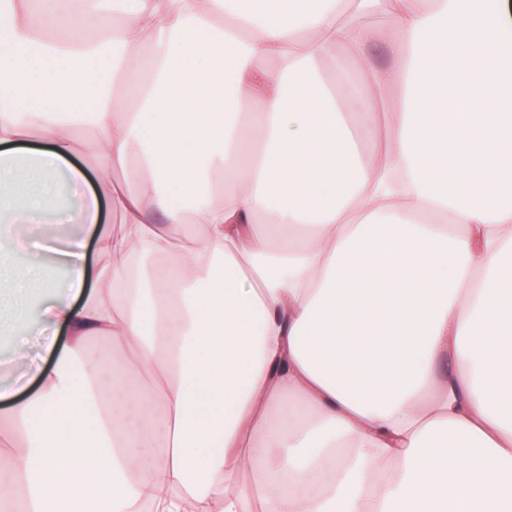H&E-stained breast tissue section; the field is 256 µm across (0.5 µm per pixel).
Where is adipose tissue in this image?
I'll use <instances>...</instances> for the list:
<instances>
[{"label": "adipose tissue", "instance_id": "obj_1", "mask_svg": "<svg viewBox=\"0 0 512 512\" xmlns=\"http://www.w3.org/2000/svg\"><path fill=\"white\" fill-rule=\"evenodd\" d=\"M4 241L1 506L512 512V0H0ZM1 336V335H0ZM12 336L7 332L1 336L0 347V383L12 381L22 371V366L10 363V343Z\"/></svg>", "mask_w": 512, "mask_h": 512}]
</instances>
